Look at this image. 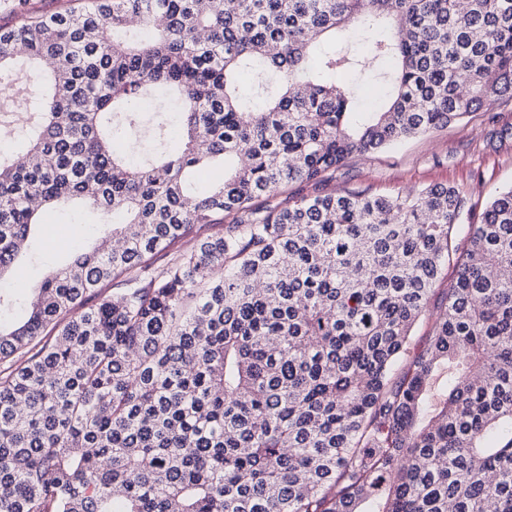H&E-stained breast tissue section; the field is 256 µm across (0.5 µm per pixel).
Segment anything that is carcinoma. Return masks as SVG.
<instances>
[{"instance_id":"carcinoma-1","label":"carcinoma","mask_w":512,"mask_h":512,"mask_svg":"<svg viewBox=\"0 0 512 512\" xmlns=\"http://www.w3.org/2000/svg\"><path fill=\"white\" fill-rule=\"evenodd\" d=\"M234 2L0 30V78L49 77L15 109L37 162L0 156V279L35 200L123 218L29 304L0 293V512H512V188L467 225L439 184L269 203L512 98V0ZM368 78L386 102L355 112ZM220 227H206L202 228L199 233H192L184 238L176 241L171 247L167 248L165 251L158 255L160 261H166L175 257L176 255L182 254L184 252L192 251L196 248L198 241L201 237L210 235L216 232ZM456 276L454 267H448L444 271L442 278L436 284L434 292L430 298L427 310L415 324L412 331L413 345L423 346L427 340V336L432 331V324L435 317L440 313L448 294V288Z\"/></svg>"}]
</instances>
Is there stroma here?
Returning a JSON list of instances; mask_svg holds the SVG:
<instances>
[{"label": "stroma", "mask_w": 512, "mask_h": 512, "mask_svg": "<svg viewBox=\"0 0 512 512\" xmlns=\"http://www.w3.org/2000/svg\"><path fill=\"white\" fill-rule=\"evenodd\" d=\"M433 184L458 187L475 217L495 191L512 186V98L397 147L349 158L331 172L323 188L385 193ZM92 217L86 206L47 210L38 228L35 255L20 266L25 284L35 285L62 265L67 256L62 241L93 244Z\"/></svg>", "instance_id": "stroma-1"}]
</instances>
